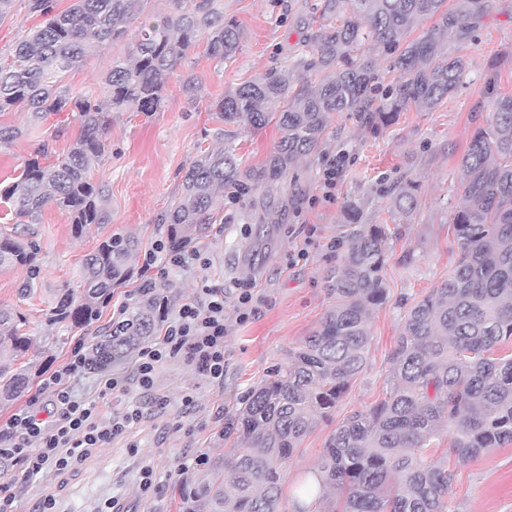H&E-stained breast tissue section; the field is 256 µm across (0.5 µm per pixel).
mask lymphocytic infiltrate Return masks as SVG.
<instances>
[{"label": "lymphocytic infiltrate", "instance_id": "lymphocytic-infiltrate-1", "mask_svg": "<svg viewBox=\"0 0 512 512\" xmlns=\"http://www.w3.org/2000/svg\"><path fill=\"white\" fill-rule=\"evenodd\" d=\"M197 249L172 250L157 244L145 255L142 269L147 283L167 277L170 270L184 268L199 260ZM228 316L224 309L223 287L202 283L197 299L164 313L162 336L140 346L132 364L133 377L141 390H152L158 367L177 359L216 385L224 383V338ZM89 367L83 345H76L69 361L40 381L25 408L0 423V462L17 467L19 476L0 472V512H8L16 480H34L66 470L85 459L94 449L111 445L128 433L142 416L139 407L102 416L100 402L125 391L123 377L109 374L98 378L97 396H80L73 383Z\"/></svg>", "mask_w": 512, "mask_h": 512}]
</instances>
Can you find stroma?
I'll list each match as a JSON object with an SVG mask.
<instances>
[{"instance_id":"stroma-1","label":"stroma","mask_w":512,"mask_h":512,"mask_svg":"<svg viewBox=\"0 0 512 512\" xmlns=\"http://www.w3.org/2000/svg\"><path fill=\"white\" fill-rule=\"evenodd\" d=\"M224 16L242 30L235 56L221 62L208 56L198 42L166 82L164 101L157 111L133 109L112 115L109 133L112 151L92 172L94 181L109 189L110 221L89 225L82 237H73L68 214L48 205L39 223L13 225L0 219V229L17 228L36 243L37 271L0 268V305L21 312L24 333L35 344L36 372L64 366L76 343L91 344L111 325L120 305L135 307L143 281L141 265L153 245L166 240L168 227L158 217L181 190L182 177L196 153L215 146V101L240 84L288 65L297 45L306 38L305 21L318 0H223ZM129 40L99 49L87 61L64 75L72 92L99 85L114 57L127 56ZM445 54L462 57L465 71L457 90L429 111L400 112L387 123L370 127L343 113L329 122L320 148L300 158L293 168L294 193H280L267 209L255 207L254 195L237 198L221 193L219 220L195 242L207 265L193 263L171 270L158 290L167 309L192 298L202 279L223 286L227 311H234L237 282H252L261 302L242 323L230 322L224 338V383L217 386L190 366L169 361L156 376L155 391L169 404L159 410L136 387L104 401L105 413L122 411L138 402L144 417L109 447L95 449L63 474L36 483H16L12 512H34L44 496H53L58 512H94L97 504L117 500L120 512H176L172 481L157 490L141 492L140 470L153 466L165 474L187 463L201 474L194 460L230 454L224 442V421L239 406L243 393L267 378L272 368L288 361V351L318 325L332 299L325 276L337 255L331 242L348 241L353 230L367 224L395 228L389 242L384 278L388 301L373 310L369 329L373 337L369 361L352 381L329 420L307 436L283 473L286 498L283 512H291L289 498L301 475L313 468L324 443L353 410L368 409L385 389L388 354L401 331L408 299L428 292L453 269L458 247L452 220L461 205L459 162L476 130L485 125L486 111L478 103L487 83L502 95L512 94V0H494L493 9L480 18L463 41L446 37ZM197 85L185 90L187 81ZM78 134L70 113L52 115L46 123L11 144L0 147V183L18 177L26 161L41 147L51 157L64 156ZM346 151L348 162L336 181L333 197L322 194L319 175L326 160ZM417 186V207L410 223L392 214L387 186L399 177ZM114 233L135 236L139 248L128 280L112 290L110 303L86 330L49 324L46 311L59 288L78 287L82 260ZM307 248L303 260L289 264V254ZM30 294H21L24 280ZM193 393V411L182 406L184 393ZM449 498L455 512H512V443L458 464Z\"/></svg>"}]
</instances>
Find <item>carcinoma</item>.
Here are the masks:
<instances>
[{"label":"carcinoma","instance_id":"obj_1","mask_svg":"<svg viewBox=\"0 0 512 512\" xmlns=\"http://www.w3.org/2000/svg\"><path fill=\"white\" fill-rule=\"evenodd\" d=\"M151 0H73L56 11L55 0H26L41 22L16 41L0 62V113L21 110L27 125H0V145L26 135L29 127L59 112L79 122V135L64 157L47 163V150L30 158L20 176L0 187V205L17 224H37L54 204L66 211L72 232L107 224L108 189L91 171L109 153L112 113L133 106L155 112L168 76L198 37H207L209 56L231 59L241 28L224 19L221 0H174L172 11L144 22L134 34L129 58H117L104 74L103 89L72 94L63 74L82 65L97 49L128 36L133 20ZM491 0H323L318 25L286 69L268 72L224 94L213 109L223 127L217 140L239 130L276 121L281 136L261 165L244 166L220 145L197 154L185 171L180 195L161 214L169 225V247L191 246L213 223L216 192H262L285 184L295 162L316 151L335 113L360 123L386 122L411 107L426 111L460 83L464 63L441 51L442 37L463 41ZM433 24L414 39L413 26ZM383 51L394 74L386 102L377 103L382 75L361 52ZM488 95L487 127L479 129L461 158L462 206L454 214L459 253L448 278L413 300L390 354L385 396L369 409L345 416L326 441L314 473L296 488L292 512H454L448 491L456 471L448 457L431 459L433 443L451 432L450 455L475 458L512 443V95ZM279 111L270 112L268 106ZM400 219L416 208V186L400 179L389 188ZM388 227L372 224L348 240L346 253L326 275L333 297L320 325L288 351L263 384L250 389L237 412L224 422L231 455L205 458V469L174 489L178 512H281L283 468L302 441L336 410L371 352L368 321L385 304L383 278ZM138 241L115 233L85 259L79 288L59 290L48 321L72 329L90 326L112 288L126 281ZM35 248L13 235H0V266L34 273ZM163 297L152 292L96 337L90 368L108 367L130 356L153 335ZM20 312L0 307V401L21 396L30 368L15 366L28 355L31 338L20 333ZM311 497L300 502L298 494Z\"/></svg>","mask_w":512,"mask_h":512}]
</instances>
